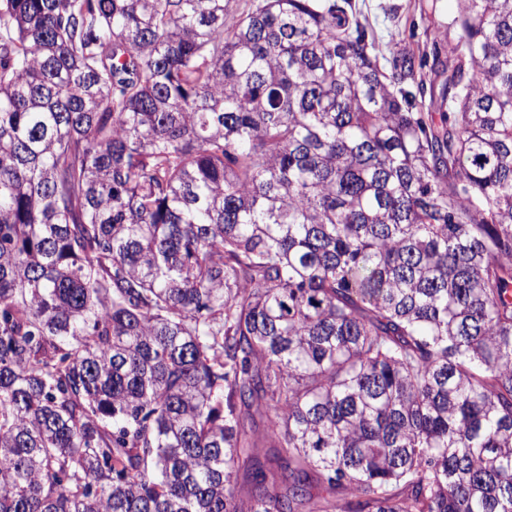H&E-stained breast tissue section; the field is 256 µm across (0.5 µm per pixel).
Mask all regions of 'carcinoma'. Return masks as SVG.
I'll list each match as a JSON object with an SVG mask.
<instances>
[{
    "instance_id": "obj_1",
    "label": "carcinoma",
    "mask_w": 512,
    "mask_h": 512,
    "mask_svg": "<svg viewBox=\"0 0 512 512\" xmlns=\"http://www.w3.org/2000/svg\"><path fill=\"white\" fill-rule=\"evenodd\" d=\"M457 2L383 63L353 0H0V512H512V0Z\"/></svg>"
}]
</instances>
